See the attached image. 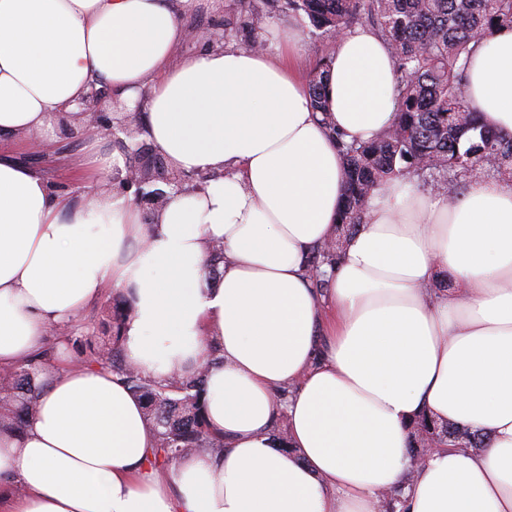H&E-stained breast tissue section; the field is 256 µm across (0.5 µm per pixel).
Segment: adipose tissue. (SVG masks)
Here are the masks:
<instances>
[{"instance_id":"1","label":"adipose tissue","mask_w":512,"mask_h":512,"mask_svg":"<svg viewBox=\"0 0 512 512\" xmlns=\"http://www.w3.org/2000/svg\"><path fill=\"white\" fill-rule=\"evenodd\" d=\"M194 0H0V144L52 140L90 88L113 107L147 98L143 135L179 170L151 224L110 190L121 155L90 151L80 199L0 156V367L44 362L37 411L0 422V512H512V182L456 199L389 182L328 287L307 268L334 233L345 171L331 136L367 141L394 121L395 60L373 31L336 38L328 116L290 60L229 46L185 56ZM465 94L512 136V27L473 53ZM224 250L218 278L207 262ZM447 273L451 288L427 287ZM129 306L128 365L168 381L207 367L217 455L179 457L168 477L141 400L112 371L51 364V328L106 290ZM286 412L288 448L272 427ZM482 433L417 463L421 414Z\"/></svg>"}]
</instances>
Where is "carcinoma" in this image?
I'll return each mask as SVG.
<instances>
[{
    "label": "carcinoma",
    "mask_w": 512,
    "mask_h": 512,
    "mask_svg": "<svg viewBox=\"0 0 512 512\" xmlns=\"http://www.w3.org/2000/svg\"><path fill=\"white\" fill-rule=\"evenodd\" d=\"M282 8L307 18L325 39L368 19L391 50L396 66V114L391 127L365 142L332 136L344 158L345 189L336 224L335 248L321 246L309 258L311 271L335 266L345 239L366 222L374 192L396 178L431 181L452 199L474 174L512 178V137L484 124L464 93L470 55L487 31L512 26V0H282ZM239 24L260 29L266 14L252 0H237ZM331 48L325 47L309 92L314 108L326 111ZM91 361L119 375L143 402L157 432L150 464L163 473L181 455L200 448L224 452V439L206 426L201 399L203 367L161 384L128 366L112 343L92 349ZM38 369L22 367L0 376V418L24 428L36 412ZM409 453L418 457L424 440L441 446H485V436L426 416L413 425Z\"/></svg>",
    "instance_id": "cac0c4a2"
}]
</instances>
